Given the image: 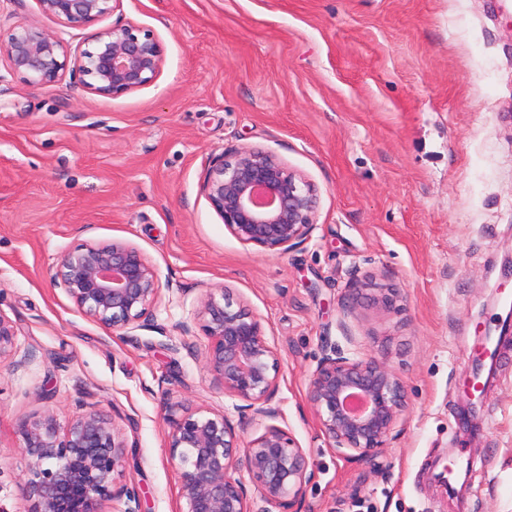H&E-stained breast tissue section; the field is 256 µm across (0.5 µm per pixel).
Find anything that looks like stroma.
Instances as JSON below:
<instances>
[{"mask_svg": "<svg viewBox=\"0 0 512 512\" xmlns=\"http://www.w3.org/2000/svg\"><path fill=\"white\" fill-rule=\"evenodd\" d=\"M159 36V78L109 98L0 81V507L28 512L19 424L76 403L134 448L143 512H178L166 406L226 412L193 322L222 286L263 320L281 362L269 424L315 477L301 512H512V340L481 403L472 353L500 337L512 289V0H123L98 28ZM259 147L317 190L316 225L279 254L240 243L200 190L212 157ZM139 246L180 292L167 334L109 335L53 275L85 241ZM384 362L405 385L379 470L329 448L307 402L325 349Z\"/></svg>", "mask_w": 512, "mask_h": 512, "instance_id": "stroma-1", "label": "stroma"}]
</instances>
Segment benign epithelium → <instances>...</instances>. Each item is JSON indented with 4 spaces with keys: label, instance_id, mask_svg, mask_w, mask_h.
I'll list each match as a JSON object with an SVG mask.
<instances>
[{
    "label": "benign epithelium",
    "instance_id": "1",
    "mask_svg": "<svg viewBox=\"0 0 512 512\" xmlns=\"http://www.w3.org/2000/svg\"><path fill=\"white\" fill-rule=\"evenodd\" d=\"M39 11L60 26L10 28L0 44L8 72L36 87L65 79L97 96L119 97L153 83L165 58L154 30L116 23L77 44L64 38L122 8L123 0H36ZM201 192L242 244L285 252L314 230L317 194L302 174L256 147H242L210 162ZM54 281L75 309L111 335L151 325L169 280L135 244L92 240L64 252ZM208 339L204 369L224 393L241 401L238 422L223 413L189 407L164 414L166 448L178 472L179 512H255L244 483L249 476L260 500L290 509L301 503L314 478L303 448L277 425L244 440L255 416L274 418L268 407L277 386L280 360L261 319L236 304L224 288L205 289L196 313ZM16 330L0 315V363L12 352ZM400 377L384 363L364 356L324 355L311 375L307 400L331 448L375 464L395 429L403 403ZM30 459L19 494L31 512H105L109 501L125 500L122 512H138L140 494L123 482L128 441L115 420L87 403L66 425L52 410L20 422Z\"/></svg>",
    "mask_w": 512,
    "mask_h": 512
}]
</instances>
